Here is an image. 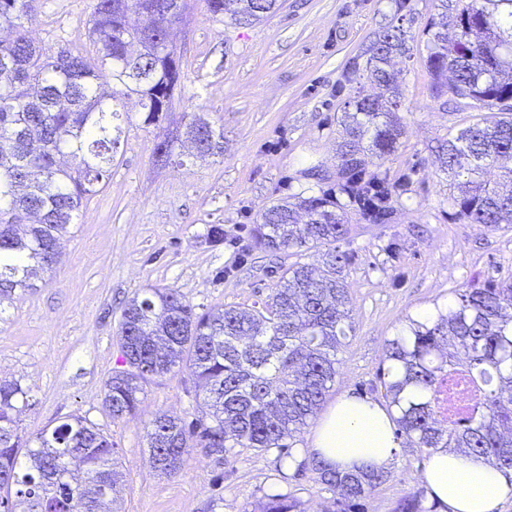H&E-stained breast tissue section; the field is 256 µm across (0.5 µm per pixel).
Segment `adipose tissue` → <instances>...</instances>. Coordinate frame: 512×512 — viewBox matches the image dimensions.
<instances>
[{"instance_id":"ef3b65f1","label":"adipose tissue","mask_w":512,"mask_h":512,"mask_svg":"<svg viewBox=\"0 0 512 512\" xmlns=\"http://www.w3.org/2000/svg\"><path fill=\"white\" fill-rule=\"evenodd\" d=\"M395 424L379 404L345 396L322 417L310 452L344 470L364 463L388 465L396 451ZM429 495L448 512H499L512 499V484L483 458L456 451L433 452L423 473Z\"/></svg>"}]
</instances>
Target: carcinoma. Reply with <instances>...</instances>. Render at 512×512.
<instances>
[{"mask_svg": "<svg viewBox=\"0 0 512 512\" xmlns=\"http://www.w3.org/2000/svg\"><path fill=\"white\" fill-rule=\"evenodd\" d=\"M38 0H0V306L37 287L57 263L56 247L84 201L103 189L132 102L145 128H160L182 96V70L170 31L191 0H90L87 38L94 55L75 47L53 52L29 36ZM210 18L251 25L279 0H202ZM429 22L427 66L436 97L479 112L476 123L438 145L443 171L456 181L448 197L468 224H512V0H437ZM455 35L448 39V22ZM402 26L382 30L362 77L385 90L345 103L336 188L281 200L265 209L257 247L271 253L326 247L321 262L284 270L261 309L218 307L198 314L174 288H148L122 311L123 365L105 384L104 406L119 419L134 413L146 386L186 367L203 393L205 418L187 424L166 413L150 422L155 471L177 475L199 446L208 455L277 448L292 456L295 438L315 417L336 381L338 354L352 332L344 271L351 262L336 243L351 232L349 215L388 224L407 179L368 172L361 153L382 160L404 133L400 88L390 61L406 52ZM175 135L158 133L154 160L167 165L193 150L224 153V130L194 112ZM499 181L485 180L488 170ZM379 381L396 413L397 432L416 448L483 457L512 473V283L460 289L424 320L409 317L385 345ZM463 369L482 390L479 407L440 418L438 396L448 373ZM29 406L16 381L0 379V512H119L122 475L110 438L75 416L30 440L17 415ZM25 460H20L21 450ZM301 465L335 493L324 512H361V501L388 471L367 463L341 471L313 455ZM257 512H305L295 499L267 497ZM395 512H433L411 493Z\"/></svg>", "mask_w": 512, "mask_h": 512, "instance_id": "carcinoma-1", "label": "carcinoma"}]
</instances>
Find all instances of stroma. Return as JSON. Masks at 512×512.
Listing matches in <instances>:
<instances>
[{
    "label": "stroma",
    "mask_w": 512,
    "mask_h": 512,
    "mask_svg": "<svg viewBox=\"0 0 512 512\" xmlns=\"http://www.w3.org/2000/svg\"><path fill=\"white\" fill-rule=\"evenodd\" d=\"M436 0H284L254 25L212 22L195 0L171 39L181 55L182 101L172 114L204 111L224 130V154L184 165H158L156 133L132 112L103 189L82 206L61 241L59 264L37 288L0 306V378L21 384L31 405L20 433L80 416L108 435L123 475L121 512H255L282 494L330 507L333 494L300 462L313 427L292 456L278 450L231 449L227 458L194 448L179 475H159L147 429L156 412L199 418L198 390L188 371L150 384L136 414L115 420L103 405L105 383L122 362L117 337L125 303L146 288L178 289L203 312L218 306L258 307L283 268L317 259V251L276 254L255 246L260 214L308 187L305 169L336 174L343 103L378 87L350 77L388 25L403 26L407 51L392 68L401 87L406 133L392 156L364 155L367 170L408 177L390 223H353L339 248L352 256L345 271L353 332L336 383L323 405L345 395L384 402L377 379L384 348L406 318L453 300L456 290L512 282V224L485 229L456 218L453 188L436 147L472 124L432 95L426 25ZM89 0H39L32 24L40 45L90 50L84 33ZM224 230L210 240L212 226ZM427 453L400 440L388 479L364 502L365 512H394L408 494L425 493Z\"/></svg>",
    "instance_id": "stroma-1"
}]
</instances>
